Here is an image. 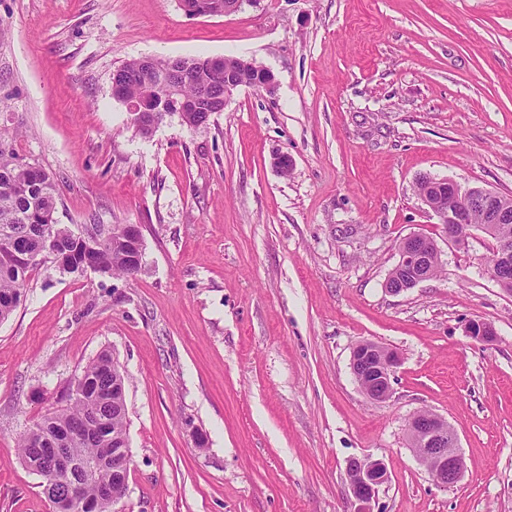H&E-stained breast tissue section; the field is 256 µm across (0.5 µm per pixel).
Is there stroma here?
Masks as SVG:
<instances>
[{"instance_id": "1", "label": "stroma", "mask_w": 512, "mask_h": 512, "mask_svg": "<svg viewBox=\"0 0 512 512\" xmlns=\"http://www.w3.org/2000/svg\"><path fill=\"white\" fill-rule=\"evenodd\" d=\"M0 25V127L53 176L56 223L144 240L130 280L45 263L0 323V512H52L17 443L104 350L127 379L115 512H354L363 457L388 469L374 512H512V292L490 240L449 243L415 188L512 196V0H246L199 18L178 0H0ZM189 56L254 61L274 88L138 134L113 71ZM413 233L442 269L389 294ZM366 340L402 356L381 403L350 368ZM422 409L457 432L453 486L409 446Z\"/></svg>"}]
</instances>
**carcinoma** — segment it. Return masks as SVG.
Returning a JSON list of instances; mask_svg holds the SVG:
<instances>
[{
    "mask_svg": "<svg viewBox=\"0 0 512 512\" xmlns=\"http://www.w3.org/2000/svg\"><path fill=\"white\" fill-rule=\"evenodd\" d=\"M121 69L129 97H142L145 84L135 60L124 62ZM191 72L180 85L181 98L195 97L204 78L199 65ZM5 139L0 132V322L8 320L21 304L36 269L16 260L15 253L63 255L67 264L62 271L67 273H83L89 265L102 276H134L133 248L125 232L116 228L106 231L98 224H86L79 230L42 221L41 216L56 210L55 181L5 147ZM23 186L32 187L29 195L18 193L17 188ZM121 376L112 354L100 353L67 385L60 399L62 406L20 438V457L41 477L53 512H81L77 500L90 505L92 512H112V497L105 493L117 478L112 469V449L126 434L125 394L122 385L112 386ZM52 448L67 449L81 465L77 474L80 497L70 496L68 476L49 468L47 452Z\"/></svg>",
    "mask_w": 512,
    "mask_h": 512,
    "instance_id": "carcinoma-1",
    "label": "carcinoma"
}]
</instances>
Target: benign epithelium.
Instances as JSON below:
<instances>
[{"mask_svg":"<svg viewBox=\"0 0 512 512\" xmlns=\"http://www.w3.org/2000/svg\"><path fill=\"white\" fill-rule=\"evenodd\" d=\"M245 0H211L207 7L223 16L239 12ZM171 58H141L142 73L151 77L147 82L149 92L162 99L175 102L174 108H152L147 98L132 99L117 80H112V95L121 101L131 115V120L143 136L151 135L164 119L176 114L181 122L188 116L199 115L208 120L211 113L222 112L232 96L243 88L269 90L274 85L271 72L263 66H255L251 60L230 59L226 56L207 58V68L212 82L201 88L192 99H178L174 85L188 76V72L174 67ZM418 195L433 211L442 224L447 240L457 245L468 243L475 230L472 215L478 211L486 224H511L512 206L504 197L492 190L470 188L463 190L450 179L425 178L419 182ZM438 249L434 239L413 233L405 237L398 247L395 264L402 278L386 291L398 295L420 283L432 279L427 270L429 253ZM493 279L506 282L512 279V240L503 238L498 242L495 254ZM400 354L372 341L357 344L351 354L350 368L364 394L372 401H384L392 395V379L401 365ZM412 451L426 468L433 481L448 487L457 484L464 473V459L458 448V437L447 420L426 410L414 413L407 426ZM52 469L68 471L73 461L64 448H53L48 454ZM388 480L385 464L379 459L353 458L348 464V489L355 512H373L379 487Z\"/></svg>","mask_w":512,"mask_h":512,"instance_id":"1","label":"benign epithelium"}]
</instances>
